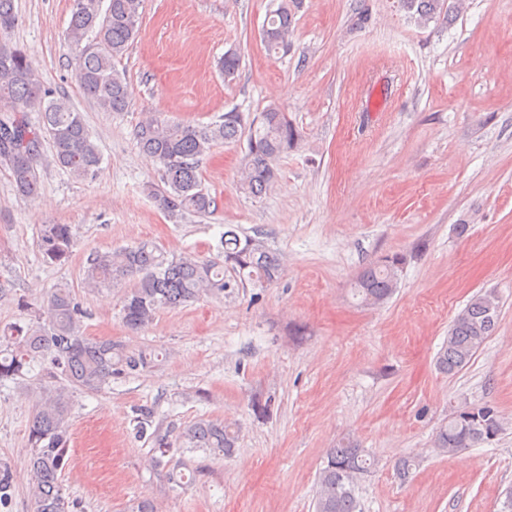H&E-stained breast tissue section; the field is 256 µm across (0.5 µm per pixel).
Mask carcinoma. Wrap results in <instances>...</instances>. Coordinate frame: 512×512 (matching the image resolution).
I'll list each match as a JSON object with an SVG mask.
<instances>
[{"label": "carcinoma", "instance_id": "obj_1", "mask_svg": "<svg viewBox=\"0 0 512 512\" xmlns=\"http://www.w3.org/2000/svg\"><path fill=\"white\" fill-rule=\"evenodd\" d=\"M74 0L67 40L74 46L71 61L82 94L106 112H122L130 97V86L117 63L135 39L140 23L141 0ZM415 22L425 27L448 20L459 0H397ZM302 0H270L262 39L269 51L286 53L289 37ZM18 23L15 0H0V161L21 196L37 193L36 167L43 141L52 144L53 162L76 178L95 175L101 163L97 145L83 118L64 96L42 87L27 52L1 40ZM41 114L35 127L27 113ZM248 130V152L240 186L259 196L276 180L275 159L294 148L299 133L288 115L275 106L245 122L240 112H226L206 127L173 123L158 115L143 121L136 131L141 151L155 165L159 181L148 182L144 191L167 216L176 221L187 215H206L213 198L201 186L200 162L219 142L237 140ZM40 248L46 260L60 262L73 244L68 224H45L40 230ZM224 263L198 260L191 254L168 257L153 242L142 241L117 252L98 251L90 258L83 285L96 290L112 287L118 279L136 278L122 297L123 320L133 330L152 323L165 309H176L204 296L221 297L229 289L264 287L282 271L278 252L258 237H241L236 230L224 231ZM400 259L384 257L366 267L354 282V295L366 306L387 301L396 291ZM48 328L27 330L12 326L0 336V383L14 380L48 364L51 379L62 378L72 388L98 392L112 377L145 368L151 355L125 353L110 339L89 338L81 333L85 312L68 288L55 289L36 310ZM500 306L492 292L474 296L455 317L438 354V369L453 374L465 367L498 325ZM138 436H148L155 465L163 463L176 441L187 446L229 456L239 429L230 424L200 420L182 435L147 433L152 411L139 409ZM69 401L64 389L49 384L39 390L35 414L28 425L29 457L34 483L35 512H69L60 475L69 464ZM502 432L498 412L490 406L455 411L441 424L434 438L437 453L451 456L461 448L489 444ZM378 466V459L360 448L352 437H344L327 452V461L317 477L315 512H356L355 485ZM13 495L11 468L0 462V507L7 508Z\"/></svg>", "mask_w": 512, "mask_h": 512}]
</instances>
